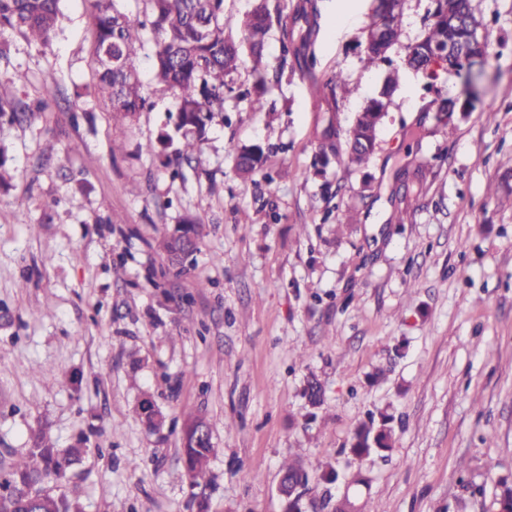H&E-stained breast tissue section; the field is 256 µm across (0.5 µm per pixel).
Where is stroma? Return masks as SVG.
<instances>
[{"mask_svg": "<svg viewBox=\"0 0 512 512\" xmlns=\"http://www.w3.org/2000/svg\"><path fill=\"white\" fill-rule=\"evenodd\" d=\"M317 5L310 73H285L255 112L243 54L223 112L180 162L153 41L136 62L148 103L120 122L94 92L93 0H63L48 45L0 33V81L34 107L0 127L13 174L0 189V467L43 431L87 450L53 486L80 512H195L181 428L200 413L215 445L208 512H284L276 487L294 458L353 512H499L497 481L512 479V196L487 188L512 171V0H471L491 41L475 87L465 69L401 67L431 0H406L399 44L374 62L372 0ZM395 69L369 161L343 151L321 165L315 83L343 72L344 131ZM48 79L60 94L42 106ZM454 97L473 105L439 112ZM146 143L154 153L138 152ZM232 143L261 145L262 167L242 176ZM187 218L198 249L175 264L161 242ZM147 394L165 415L155 432L136 410ZM372 412L392 415L394 446L359 458L352 437Z\"/></svg>", "mask_w": 512, "mask_h": 512, "instance_id": "1", "label": "stroma"}]
</instances>
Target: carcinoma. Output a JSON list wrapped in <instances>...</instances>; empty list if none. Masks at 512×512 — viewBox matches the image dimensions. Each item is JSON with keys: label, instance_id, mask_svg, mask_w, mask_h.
I'll use <instances>...</instances> for the list:
<instances>
[{"label": "carcinoma", "instance_id": "obj_1", "mask_svg": "<svg viewBox=\"0 0 512 512\" xmlns=\"http://www.w3.org/2000/svg\"><path fill=\"white\" fill-rule=\"evenodd\" d=\"M61 0H0V31L20 34L30 43L47 45L59 28ZM145 20L133 25L117 7V0H93L96 39L95 86L109 103L113 117L123 121L145 107L143 83L135 62L145 45L143 32L155 40L153 78L174 90L178 97L177 129L184 131L179 158H189L199 150L208 124L215 113L223 111L226 78L234 72L241 59L243 47H248L258 71L255 96L251 108H263V95L271 78L259 67L267 36L278 26L286 51L293 56L296 68L310 69L309 49L319 32V12L314 0H301L291 14L273 13L267 0L247 14L241 22V39L226 33L224 0H146ZM433 9L426 24L425 34L419 40L414 61L419 66L430 63L427 55L432 47L453 42L462 51L447 57L450 69L464 67L463 57L480 53L488 55V43H479L474 31L467 25L445 26L448 13L466 15L471 12L469 0H432ZM404 0H392L390 26L385 33L388 45H395L401 36ZM317 93L328 104L316 122L318 156L325 165L340 150V130L336 113L329 104L336 93L348 92V84L338 71L326 83L316 87ZM19 118L17 101L9 96L0 83V121L13 122ZM379 125L366 118L356 132L357 140L374 144ZM239 171L250 175L262 165L264 150L259 145L240 147L231 144ZM196 230L186 226L167 238L163 248L170 260L179 261L196 246ZM391 416L379 414L369 417L354 432L351 451L361 457L373 451L392 447ZM185 470L192 474V486L208 483V464L213 443L194 442L190 430L182 434ZM81 449L60 450L50 443L44 433L35 436L33 446L19 455L10 466L0 472V512H72L70 502L53 493L50 484L63 479L67 469L79 458ZM310 465L291 460L281 467L288 484L309 490Z\"/></svg>", "mask_w": 512, "mask_h": 512}]
</instances>
